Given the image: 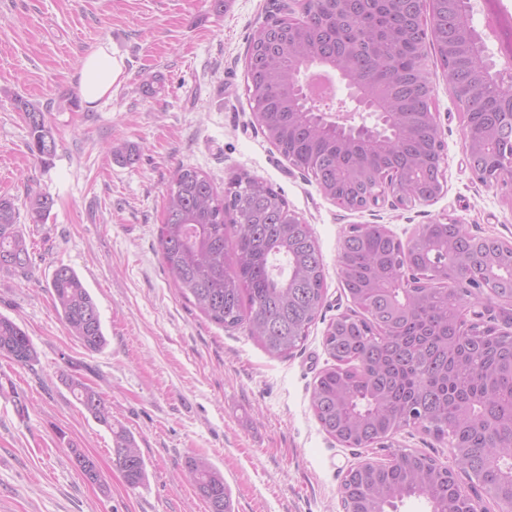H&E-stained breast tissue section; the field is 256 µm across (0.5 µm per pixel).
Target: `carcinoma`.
<instances>
[{
	"mask_svg": "<svg viewBox=\"0 0 512 512\" xmlns=\"http://www.w3.org/2000/svg\"><path fill=\"white\" fill-rule=\"evenodd\" d=\"M454 0L435 5L433 25L453 46ZM421 7L403 0H350L346 12L356 22L366 19L378 37L376 49L354 53L353 35H336L335 12L327 0H307L306 20L294 32L295 52H288V24L267 45L265 32L254 40L246 59L247 86L267 112L261 118L283 155L299 168H309L318 184L342 187L341 198L352 206L367 187L360 180L343 182L360 158L410 183L421 179L437 161L434 136L416 112H394L386 98L392 143L371 153L320 123L318 113L288 107V77L310 53L313 62L341 59L355 76L371 81L391 70L411 96L415 59L399 43V32L418 34ZM456 54L452 78L477 93L470 111L496 129L498 150L473 157L477 168L494 171L512 156V116L500 103L512 96V77L482 74L478 51ZM28 129V148L42 160L57 151V140L38 104L15 97ZM54 199L36 193L25 203L34 224L50 214ZM20 211L11 197H0V272L26 278L32 257ZM235 240L227 248L225 229ZM161 259L176 288L212 322L235 328L247 325L250 335L271 356H288L307 338L325 299L321 253L307 224L288 223V202L267 181L246 172L234 175L224 190L194 167H180L167 192L159 234ZM453 252L467 273L470 288L448 290L428 286L456 276L448 264ZM337 264L343 288L355 309L330 321L323 346L335 361L318 375L311 407L322 430L349 448L385 447L405 426H419L446 438L455 466L483 489L498 506L512 508V335L495 326L467 324L469 309L481 303L479 284L492 279L497 294L512 296V241L479 237L455 224H427L409 252L382 224L363 233L352 226L344 233ZM54 309L70 336L89 353L107 345L98 305L78 273L68 265L54 268L48 283ZM0 354L31 367L38 354L31 337L13 319L0 314ZM68 387L85 412L112 433L113 464L127 486L146 480V463L130 431L112 423L103 393L78 378ZM70 461L84 480L101 484L97 465L78 448ZM188 479L208 505V512H231L224 475L204 456L186 460ZM423 498L430 512H477L476 502L448 481L442 465L417 452H401L386 464H370L352 472L342 484L348 512H396L395 502Z\"/></svg>",
	"mask_w": 512,
	"mask_h": 512,
	"instance_id": "cac0c4a2",
	"label": "carcinoma"
}]
</instances>
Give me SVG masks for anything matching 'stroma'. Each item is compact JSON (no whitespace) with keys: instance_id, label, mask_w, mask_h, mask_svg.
Returning <instances> with one entry per match:
<instances>
[{"instance_id":"obj_1","label":"stroma","mask_w":512,"mask_h":512,"mask_svg":"<svg viewBox=\"0 0 512 512\" xmlns=\"http://www.w3.org/2000/svg\"><path fill=\"white\" fill-rule=\"evenodd\" d=\"M279 0H0V196L24 205L46 192L44 223H24L33 250L29 277L0 274V314L31 336L32 367L0 354V512H207L184 480L202 454L224 475L232 512H344L349 468L419 452L451 464L448 442L422 429L398 431L387 448H348L328 436L311 408L319 373L332 360L327 324L352 307L337 255L344 232L383 224L400 239L435 218H459L474 235L512 240V197L477 182L463 120L436 52L427 56L447 163V189L415 208L347 211L296 169L254 121L245 57ZM108 45L123 74L95 107L75 105L85 56ZM158 78L149 95L144 83ZM38 104L57 138L46 162L27 148L15 96ZM136 144L138 160L113 150ZM217 188L246 172L281 191L310 225L322 254L326 298L308 337L285 358L269 356L247 326L225 329L185 300L161 261L158 229L179 167ZM76 270L101 313L108 344L86 352L56 314L47 281ZM73 375L104 393L112 418L135 437L147 466L129 489L112 464V435L75 400ZM26 413H18L16 400ZM105 476L87 483L69 446Z\"/></svg>"}]
</instances>
